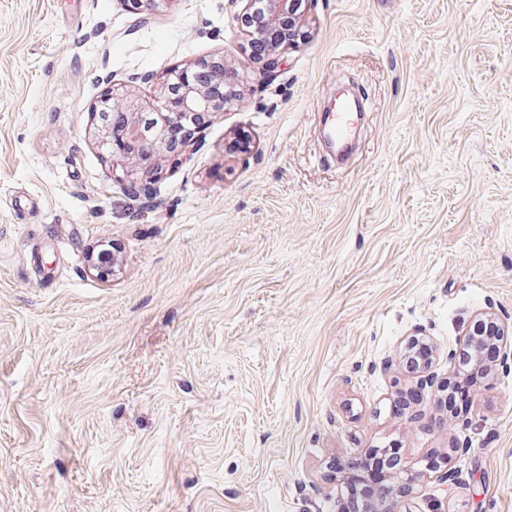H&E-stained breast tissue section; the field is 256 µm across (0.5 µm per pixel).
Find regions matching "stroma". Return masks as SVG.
Here are the masks:
<instances>
[{
    "label": "stroma",
    "mask_w": 512,
    "mask_h": 512,
    "mask_svg": "<svg viewBox=\"0 0 512 512\" xmlns=\"http://www.w3.org/2000/svg\"><path fill=\"white\" fill-rule=\"evenodd\" d=\"M240 9L0 0V512H340L391 446L419 472L393 512H512V371L436 404L477 313L512 319V0H311L270 81ZM215 58L248 95L131 198L99 101L155 110ZM353 112L341 102L334 112L328 116L329 127L327 138L330 147L340 153L353 137Z\"/></svg>",
    "instance_id": "stroma-1"
}]
</instances>
